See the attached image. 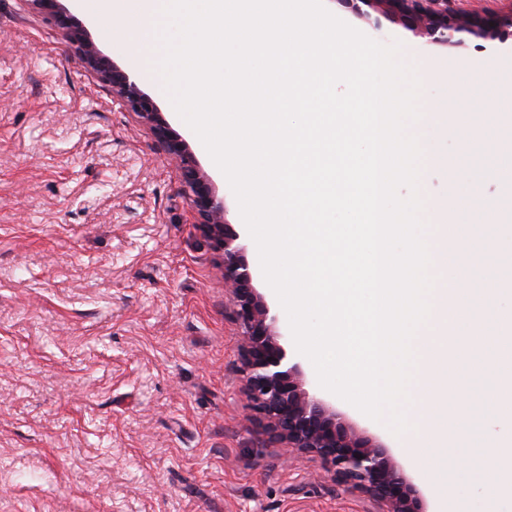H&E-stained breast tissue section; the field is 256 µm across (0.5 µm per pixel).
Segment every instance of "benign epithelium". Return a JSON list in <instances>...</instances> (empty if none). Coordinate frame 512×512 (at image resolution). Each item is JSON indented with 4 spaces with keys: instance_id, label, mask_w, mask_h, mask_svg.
<instances>
[{
    "instance_id": "obj_1",
    "label": "benign epithelium",
    "mask_w": 512,
    "mask_h": 512,
    "mask_svg": "<svg viewBox=\"0 0 512 512\" xmlns=\"http://www.w3.org/2000/svg\"><path fill=\"white\" fill-rule=\"evenodd\" d=\"M35 8L62 29L86 66L112 89L113 96L150 125L164 150L179 161L185 194L215 251L224 259L233 316L243 330L244 372L249 395L273 439L286 448L313 453L346 484L384 503L387 512H423L421 496L401 466L378 439L356 433L342 413L303 387L298 365H288L287 352L275 332V316L257 296L241 264L244 246L227 232L226 206L199 167L187 143L174 132L154 101L129 73L111 62L91 40L85 27L61 7L60 0H31ZM374 29L380 17L398 20L429 42L454 46L471 36L504 44L512 40V18L492 12H462L458 0H345Z\"/></svg>"
}]
</instances>
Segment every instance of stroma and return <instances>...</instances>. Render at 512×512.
<instances>
[{"mask_svg":"<svg viewBox=\"0 0 512 512\" xmlns=\"http://www.w3.org/2000/svg\"><path fill=\"white\" fill-rule=\"evenodd\" d=\"M323 3L370 38L400 42L415 69L439 68L419 98L424 112L448 103L442 162L426 167L428 236L445 233L435 198L455 196L473 171L488 205L511 196V167L479 158L461 168L456 129L492 109L512 122V47L483 49L472 37L441 47L387 19L374 30L345 0ZM88 31L128 71L133 55L160 54L157 36H142L134 21ZM477 70L505 77L495 97L470 84ZM139 86L223 194L252 285L306 389H318L225 176L168 96L147 80ZM242 346L223 259L176 159L28 0H0V512H384L319 457L286 455L269 438L247 394ZM325 398L379 438L426 512H439L426 463L405 437L333 393ZM452 497L472 512H512V456L462 474Z\"/></svg>","mask_w":512,"mask_h":512,"instance_id":"1","label":"stroma"}]
</instances>
